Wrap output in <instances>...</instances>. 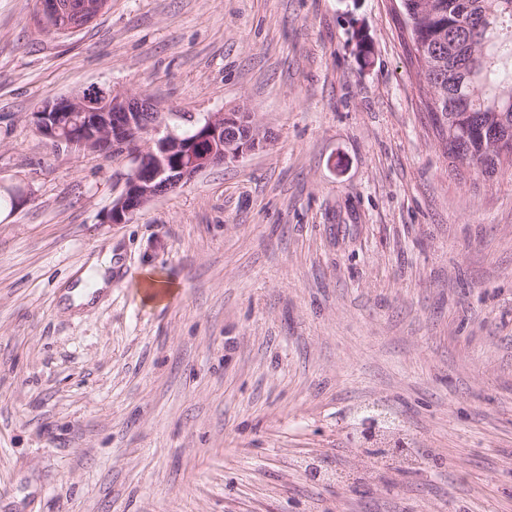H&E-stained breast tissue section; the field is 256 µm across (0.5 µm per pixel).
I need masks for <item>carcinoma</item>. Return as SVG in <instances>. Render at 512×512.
<instances>
[{
	"mask_svg": "<svg viewBox=\"0 0 512 512\" xmlns=\"http://www.w3.org/2000/svg\"><path fill=\"white\" fill-rule=\"evenodd\" d=\"M435 14L410 31L426 84L436 88L429 112L442 123L439 134L486 174L512 167V157H489L478 133L464 136L457 100L473 119L499 118L512 141V0H432Z\"/></svg>",
	"mask_w": 512,
	"mask_h": 512,
	"instance_id": "obj_1",
	"label": "carcinoma"
}]
</instances>
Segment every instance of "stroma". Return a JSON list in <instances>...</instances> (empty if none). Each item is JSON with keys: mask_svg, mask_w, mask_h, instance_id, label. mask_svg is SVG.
Wrapping results in <instances>:
<instances>
[{"mask_svg": "<svg viewBox=\"0 0 512 512\" xmlns=\"http://www.w3.org/2000/svg\"><path fill=\"white\" fill-rule=\"evenodd\" d=\"M36 11L0 0V512H512V171L455 169L398 0ZM93 86L270 140L111 224L128 163L27 123ZM38 16L49 32L68 35L92 23L108 7V0H38ZM56 31H52V30ZM63 32H59V31ZM112 286V251L106 249L102 253L92 256L79 275L78 279L69 292L71 295V306L90 309L94 306L99 295L106 288Z\"/></svg>", "mask_w": 512, "mask_h": 512, "instance_id": "35a3bbf8", "label": "stroma"}]
</instances>
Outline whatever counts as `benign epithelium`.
<instances>
[{
    "label": "benign epithelium",
    "mask_w": 512,
    "mask_h": 512,
    "mask_svg": "<svg viewBox=\"0 0 512 512\" xmlns=\"http://www.w3.org/2000/svg\"><path fill=\"white\" fill-rule=\"evenodd\" d=\"M109 0H38L47 29L77 32L108 7ZM28 122L56 147L122 156L131 164L124 191L108 221L124 224L159 195L175 191L202 171L235 162L264 148L267 132L253 113L209 112L188 128L160 121V108L145 95L98 88L43 104Z\"/></svg>",
    "instance_id": "obj_1"
}]
</instances>
